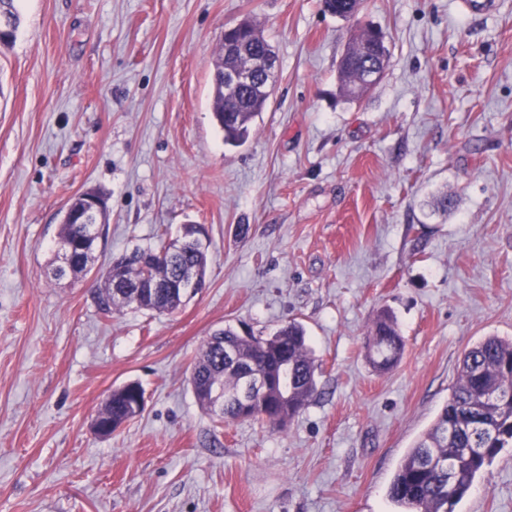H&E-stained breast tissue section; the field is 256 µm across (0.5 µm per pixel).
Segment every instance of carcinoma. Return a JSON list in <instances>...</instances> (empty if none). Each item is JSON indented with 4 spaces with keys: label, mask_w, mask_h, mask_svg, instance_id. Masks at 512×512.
<instances>
[{
    "label": "carcinoma",
    "mask_w": 512,
    "mask_h": 512,
    "mask_svg": "<svg viewBox=\"0 0 512 512\" xmlns=\"http://www.w3.org/2000/svg\"><path fill=\"white\" fill-rule=\"evenodd\" d=\"M262 51L275 54L270 39L257 25L247 22L241 33L224 39L222 53L214 63L213 111L224 131V143L243 144L256 117L265 111L270 94L255 84L233 98L224 95V71L236 68L246 58ZM385 70L382 59L372 51L371 30L356 33L339 63L343 87L350 96L369 88L364 79L372 68ZM92 256L74 250L71 274H87ZM123 278L130 284L204 277L208 249L179 245L175 241L156 247L135 248L122 254ZM191 293H168L140 304L119 300L112 294V280L105 275L96 289L98 308L105 316L112 311L133 307L159 313L176 311ZM233 348L236 357L224 355ZM406 347L392 312L382 310L365 336V349L372 366L385 371L401 359ZM261 374L269 383L268 392L258 398L249 411L236 401L244 370ZM317 365L312 357L304 326L292 320L267 336L242 335L228 325L210 336L193 365L196 379L193 393L205 411L209 391L218 383L224 390V411L217 415L222 423L256 421L284 427L297 416L317 392ZM143 391L137 382L112 390L105 401L101 420L118 423L138 416L136 393ZM500 391L512 395V339L487 336L464 355L458 379L432 425L418 438L401 461L388 487L391 502L400 512H455L477 476L490 465L503 448L512 443V401L500 408L487 403L489 394Z\"/></svg>",
    "instance_id": "1"
}]
</instances>
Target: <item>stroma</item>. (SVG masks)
Wrapping results in <instances>:
<instances>
[{
	"instance_id": "obj_1",
	"label": "stroma",
	"mask_w": 512,
	"mask_h": 512,
	"mask_svg": "<svg viewBox=\"0 0 512 512\" xmlns=\"http://www.w3.org/2000/svg\"><path fill=\"white\" fill-rule=\"evenodd\" d=\"M0 50V512H395V471L460 361L512 339V0H365L390 62L340 94L354 21L321 0H17ZM257 22L278 80L247 141L212 110L226 26ZM108 204L92 273L54 277L67 202ZM448 194L447 212L432 200ZM204 225L207 286L177 312L103 315L111 256ZM392 309L380 373L363 338ZM301 322L317 393L285 429L225 426L188 382L230 324ZM138 382L140 416L91 426ZM456 512H512V447ZM406 347L397 320L392 312L382 310L365 336V349L372 366L385 371L401 359Z\"/></svg>"
}]
</instances>
